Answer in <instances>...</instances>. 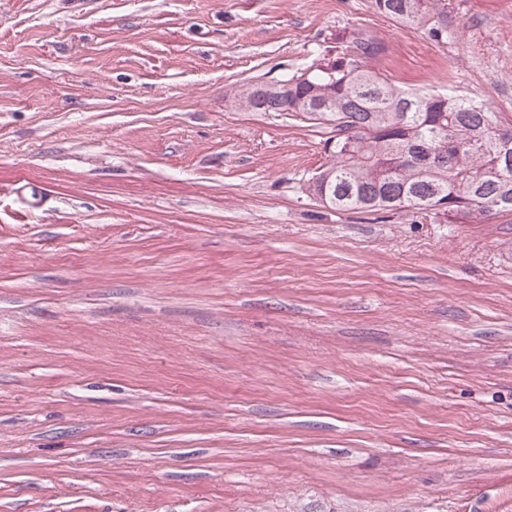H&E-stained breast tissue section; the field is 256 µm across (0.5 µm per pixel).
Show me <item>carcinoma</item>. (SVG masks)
Returning a JSON list of instances; mask_svg holds the SVG:
<instances>
[{"mask_svg": "<svg viewBox=\"0 0 512 512\" xmlns=\"http://www.w3.org/2000/svg\"><path fill=\"white\" fill-rule=\"evenodd\" d=\"M372 8L437 38L442 0H371ZM336 52L334 72L288 78L282 101L262 99L256 82L234 94L246 112H289L331 126V160L309 193L340 211L423 210L439 223L483 224L512 214V128L486 103L405 91L374 70L386 51L369 32Z\"/></svg>", "mask_w": 512, "mask_h": 512, "instance_id": "cac0c4a2", "label": "carcinoma"}]
</instances>
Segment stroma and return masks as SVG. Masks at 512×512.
I'll use <instances>...</instances> for the list:
<instances>
[{
	"label": "stroma",
	"mask_w": 512,
	"mask_h": 512,
	"mask_svg": "<svg viewBox=\"0 0 512 512\" xmlns=\"http://www.w3.org/2000/svg\"><path fill=\"white\" fill-rule=\"evenodd\" d=\"M0 0V512H512V216L342 212L246 112L369 32L512 117V0ZM443 0H372V8L396 22L410 28H427L432 37L447 36V31L437 25Z\"/></svg>",
	"instance_id": "1"
}]
</instances>
